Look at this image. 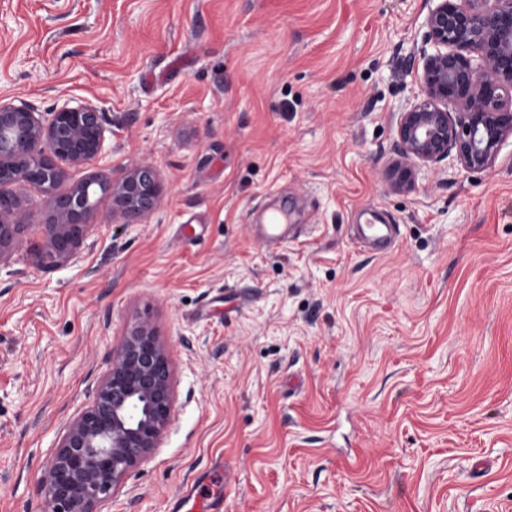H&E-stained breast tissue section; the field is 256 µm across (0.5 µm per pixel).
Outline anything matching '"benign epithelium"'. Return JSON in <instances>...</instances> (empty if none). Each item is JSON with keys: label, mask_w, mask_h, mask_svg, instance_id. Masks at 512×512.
<instances>
[{"label": "benign epithelium", "mask_w": 512, "mask_h": 512, "mask_svg": "<svg viewBox=\"0 0 512 512\" xmlns=\"http://www.w3.org/2000/svg\"><path fill=\"white\" fill-rule=\"evenodd\" d=\"M416 54L421 98L399 112L400 160L391 188L414 187L415 165L448 159L466 171L485 170L512 136V0H436ZM457 105L455 117L448 103ZM105 112L94 102L64 103L38 113L29 103L0 102V187L36 186L51 215L40 225L44 258L69 259L94 212L83 190L112 194V213L139 219L160 194L157 172L141 166L116 180L89 177L69 192L54 188L59 162L88 164L105 151ZM16 195L0 191V256L19 242L8 220ZM174 405L168 350L154 324L126 328L94 400L66 427L42 480L47 512H99L125 477L159 447Z\"/></svg>", "instance_id": "obj_1"}]
</instances>
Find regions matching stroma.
Masks as SVG:
<instances>
[{
  "instance_id": "1",
  "label": "stroma",
  "mask_w": 512,
  "mask_h": 512,
  "mask_svg": "<svg viewBox=\"0 0 512 512\" xmlns=\"http://www.w3.org/2000/svg\"><path fill=\"white\" fill-rule=\"evenodd\" d=\"M430 0H0V99L96 102L104 154L161 199L101 196L74 256L38 255L40 190L0 266V512L41 482L126 327L150 319L175 403L103 512H168L223 461L224 512H512V137L491 168L391 189ZM303 233L276 249L264 206ZM368 207L400 227L374 253Z\"/></svg>"
}]
</instances>
